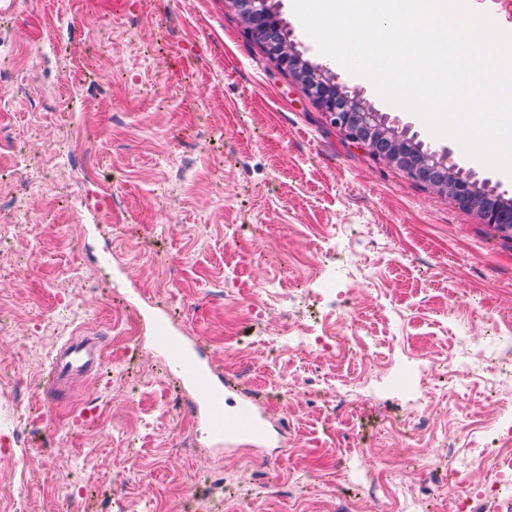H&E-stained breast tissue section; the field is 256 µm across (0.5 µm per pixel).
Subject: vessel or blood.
I'll list each match as a JSON object with an SVG mask.
<instances>
[{
    "instance_id": "b4317fda",
    "label": "vessel or blood",
    "mask_w": 512,
    "mask_h": 512,
    "mask_svg": "<svg viewBox=\"0 0 512 512\" xmlns=\"http://www.w3.org/2000/svg\"><path fill=\"white\" fill-rule=\"evenodd\" d=\"M150 343L177 374L205 435L214 445L230 448L246 442L261 449L270 443L269 420L253 400L232 399L230 385L209 363L204 345L176 335L163 321L154 324ZM100 364L99 343L76 336L61 343L50 364V378L68 381L90 374Z\"/></svg>"
}]
</instances>
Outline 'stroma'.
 <instances>
[{
  "label": "stroma",
  "instance_id": "obj_1",
  "mask_svg": "<svg viewBox=\"0 0 512 512\" xmlns=\"http://www.w3.org/2000/svg\"><path fill=\"white\" fill-rule=\"evenodd\" d=\"M279 16L305 59L512 198L511 176L433 136L321 54L292 0H280ZM0 21L46 60L0 123L32 166L51 169L29 189L31 227L8 239L18 264L0 271V373L17 378L34 420L24 431L32 457L4 456L15 400L0 393V481L23 477L34 512L62 502L65 472L82 488L76 512H193L192 482L208 512H235L247 494L253 512H334L338 500L361 496L336 457L363 448L381 461L390 497L413 492L417 512H451L424 459L452 471L449 436L462 448L492 437L512 387L493 397L477 382L444 396L435 430L404 441L390 426L418 411L396 377L358 386V361L334 346L285 341L270 354L259 338L287 322L319 332L328 307L318 292L332 287L336 306L377 340L379 362L451 359L464 343L488 341L489 320H512V240L352 148L245 38L226 0H0ZM63 84L73 111L24 110V100ZM70 126L86 129L98 182L58 166ZM70 190L85 202L80 215L64 202ZM166 209L171 219H162ZM71 299L88 306L84 319L69 316ZM125 309L147 325L165 316L222 372L251 369L264 387L324 377L335 390L268 405L285 442L265 454L217 451L203 439L179 449V430L195 418L148 343L133 350L113 335L112 316ZM75 334L99 337L103 362L50 398V357ZM92 395L102 398L93 417Z\"/></svg>",
  "mask_w": 512,
  "mask_h": 512
}]
</instances>
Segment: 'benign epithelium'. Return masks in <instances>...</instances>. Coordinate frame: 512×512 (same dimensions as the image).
<instances>
[{
    "label": "benign epithelium",
    "instance_id": "obj_1",
    "mask_svg": "<svg viewBox=\"0 0 512 512\" xmlns=\"http://www.w3.org/2000/svg\"><path fill=\"white\" fill-rule=\"evenodd\" d=\"M242 21L247 38L256 37V19L263 14L267 0H228ZM268 59L329 121L340 129L345 139L357 149L369 154L374 160L404 169L407 177L440 194L457 198H474L490 186V180L479 178L468 169L456 182L438 169L441 155L426 153L424 159H414L407 144L397 134L396 129L387 128L379 121L373 110L358 111L351 106L349 93L336 92L333 81L326 69L319 68L307 75L302 71V54L292 46L268 47ZM483 223L501 227V232L512 233V219L491 208H474Z\"/></svg>",
    "mask_w": 512,
    "mask_h": 512
}]
</instances>
